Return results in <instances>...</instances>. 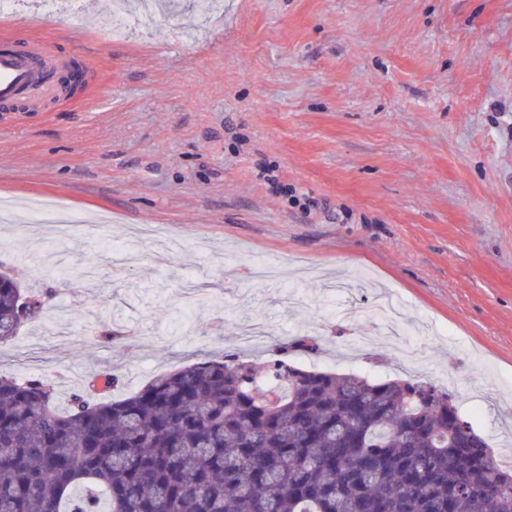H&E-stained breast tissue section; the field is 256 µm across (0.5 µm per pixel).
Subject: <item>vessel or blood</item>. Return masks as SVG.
Here are the masks:
<instances>
[{"label": "vessel or blood", "instance_id": "vessel-or-blood-1", "mask_svg": "<svg viewBox=\"0 0 512 512\" xmlns=\"http://www.w3.org/2000/svg\"><path fill=\"white\" fill-rule=\"evenodd\" d=\"M66 74L87 81L86 70L51 43L24 38L0 45V109L26 112L57 99Z\"/></svg>", "mask_w": 512, "mask_h": 512}]
</instances>
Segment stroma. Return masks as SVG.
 I'll use <instances>...</instances> for the list:
<instances>
[{
    "instance_id": "1",
    "label": "stroma",
    "mask_w": 512,
    "mask_h": 512,
    "mask_svg": "<svg viewBox=\"0 0 512 512\" xmlns=\"http://www.w3.org/2000/svg\"><path fill=\"white\" fill-rule=\"evenodd\" d=\"M55 0L37 38L92 80L0 112V263L50 291L0 373L120 398L197 356L449 387L512 466V0ZM124 343L102 342L104 329ZM125 0H114L112 6V23L104 22L103 30L111 38H120L138 24L125 7Z\"/></svg>"
}]
</instances>
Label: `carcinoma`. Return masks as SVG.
<instances>
[{
	"label": "carcinoma",
	"mask_w": 512,
	"mask_h": 512,
	"mask_svg": "<svg viewBox=\"0 0 512 512\" xmlns=\"http://www.w3.org/2000/svg\"><path fill=\"white\" fill-rule=\"evenodd\" d=\"M46 301L0 271V344ZM302 334L258 365L230 355L114 400L55 407L45 378L0 377V512H512V468L415 378L308 370Z\"/></svg>",
	"instance_id": "carcinoma-1"
}]
</instances>
